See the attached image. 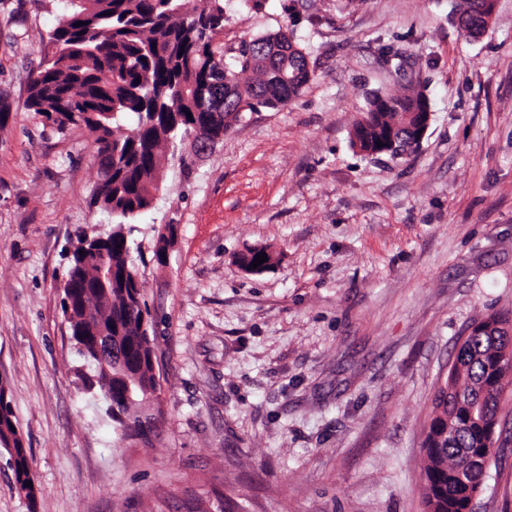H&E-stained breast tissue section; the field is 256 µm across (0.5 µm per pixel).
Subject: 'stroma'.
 Listing matches in <instances>:
<instances>
[{"label":"stroma","mask_w":512,"mask_h":512,"mask_svg":"<svg viewBox=\"0 0 512 512\" xmlns=\"http://www.w3.org/2000/svg\"><path fill=\"white\" fill-rule=\"evenodd\" d=\"M459 0H224L225 49L293 30L313 71L213 150H163L134 237L155 321L149 446L86 390L60 300L77 229L104 236L91 134L25 107L62 0H0V384L38 488L0 447V512H427L422 442L464 329L512 315V0L465 36ZM425 88L419 149H353L367 92ZM278 261L244 272L239 254ZM478 512H512V446Z\"/></svg>","instance_id":"obj_1"}]
</instances>
